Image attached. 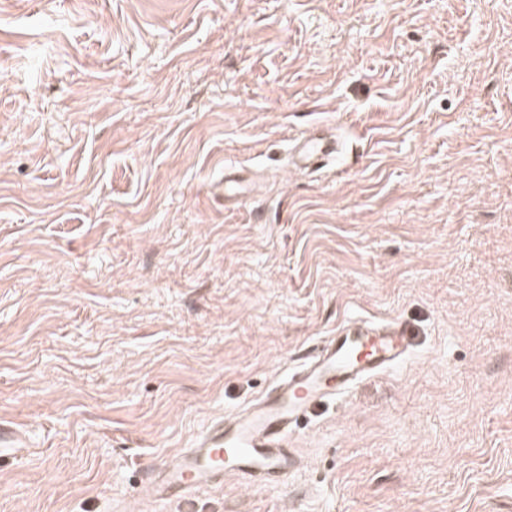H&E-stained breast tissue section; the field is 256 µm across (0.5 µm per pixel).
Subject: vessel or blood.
Here are the masks:
<instances>
[{
    "mask_svg": "<svg viewBox=\"0 0 512 512\" xmlns=\"http://www.w3.org/2000/svg\"><path fill=\"white\" fill-rule=\"evenodd\" d=\"M333 151L320 138L309 137L300 145L299 160L314 165ZM408 355L409 338L400 323L343 324L304 364L240 412L212 423L174 462L145 471V494L185 496L228 476L277 483L297 468L286 448L301 416L358 382L400 366Z\"/></svg>",
    "mask_w": 512,
    "mask_h": 512,
    "instance_id": "obj_1",
    "label": "vessel or blood"
}]
</instances>
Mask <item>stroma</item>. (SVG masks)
<instances>
[{
	"mask_svg": "<svg viewBox=\"0 0 512 512\" xmlns=\"http://www.w3.org/2000/svg\"><path fill=\"white\" fill-rule=\"evenodd\" d=\"M351 319L286 482L138 498ZM1 423L0 512H512V0H0ZM335 151L334 146L328 145L317 137L305 138L299 149V160L304 165H315L321 159Z\"/></svg>",
	"mask_w": 512,
	"mask_h": 512,
	"instance_id": "obj_1",
	"label": "stroma"
}]
</instances>
